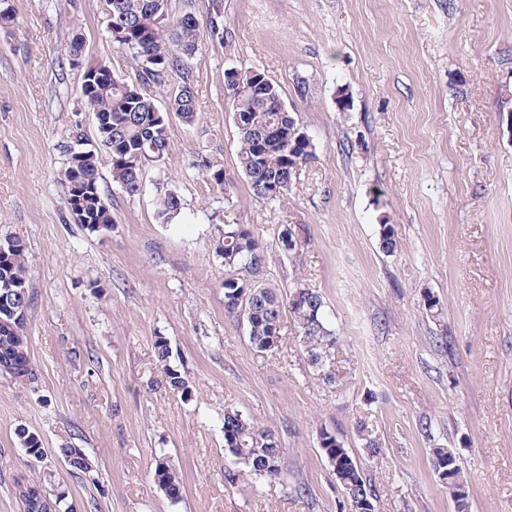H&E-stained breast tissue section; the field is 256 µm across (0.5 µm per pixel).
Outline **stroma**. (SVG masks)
I'll return each instance as SVG.
<instances>
[{
  "label": "stroma",
  "mask_w": 512,
  "mask_h": 512,
  "mask_svg": "<svg viewBox=\"0 0 512 512\" xmlns=\"http://www.w3.org/2000/svg\"><path fill=\"white\" fill-rule=\"evenodd\" d=\"M8 2L0 242L26 247L35 377L0 379V512H19L22 480L69 512H354L325 430L362 462L376 512H453L436 448L457 455L472 512H512V0H223V36L202 31L188 62L196 117L170 116L140 191L113 183L100 156L115 219L102 234L74 222L60 180L74 134L96 141L68 45L82 33L85 62L129 81L131 55L112 41L107 0ZM229 68L264 70L316 146L284 198L255 199L237 169ZM203 161L223 169L232 201ZM169 189L180 211L166 221ZM228 224L267 244L296 230L298 249L270 252L263 282L322 296L341 336L335 385L308 364L291 313L264 353L225 315L216 242ZM169 368L188 391L167 385ZM228 408L274 431L281 479L225 480ZM160 457L180 473L179 500L154 481Z\"/></svg>",
  "instance_id": "35a3bbf8"
}]
</instances>
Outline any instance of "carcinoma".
<instances>
[{
	"mask_svg": "<svg viewBox=\"0 0 512 512\" xmlns=\"http://www.w3.org/2000/svg\"><path fill=\"white\" fill-rule=\"evenodd\" d=\"M112 39L132 52L139 81L128 82L112 76V87L101 86L82 92L89 111L107 119L96 128L97 138L111 161L112 181L126 193L141 189L143 167L147 161L163 159L168 146L167 114L160 111L148 88H168L174 114L185 123L193 121L197 112L194 87L189 78L187 60L201 43L199 20L181 15L163 17L158 0H111ZM180 81L170 83L172 75ZM229 98L238 134V169L252 194L259 200H276L288 194L297 171L315 158V145L302 134L291 112L283 110L282 91L263 70H233L228 75ZM206 179L232 199L224 169L202 164ZM99 158L90 149L69 147L62 173L65 190L82 191L86 220L81 226L94 233L109 231L114 224L112 210L100 189ZM275 246L289 253L296 247V232L283 226L277 233ZM224 262V309L241 319L251 345L259 352L275 349L280 341L283 311L292 313L298 323L300 340L307 360L318 368L319 377L327 385L336 383L333 367L339 353L340 337L324 315L322 297L309 289L297 287L283 299L273 289L257 284L266 264L267 247L243 224H226L216 247ZM19 283L24 296L14 297L4 288ZM25 246L18 240L0 244V315L3 309L21 305L30 307L27 292ZM26 320L0 324V376L16 382L30 381L34 372L29 356ZM26 455L38 460L44 448L37 434L21 427L17 431ZM324 454L333 468L336 481L351 503L373 500V493L363 466L335 435L321 434ZM224 446L232 457L233 467L224 471L228 481L245 472L257 478L276 480L283 473V456L273 432L260 427L240 411H224ZM64 455L71 467L85 471L88 459L80 448H66ZM449 448L432 449L431 463L435 473L443 474L442 483L456 507V512H470L468 486L461 465L453 459ZM154 479L173 500L182 495L183 485L170 461L155 460Z\"/></svg>",
	"mask_w": 512,
	"mask_h": 512,
	"instance_id": "cac0c4a2",
	"label": "carcinoma"
}]
</instances>
